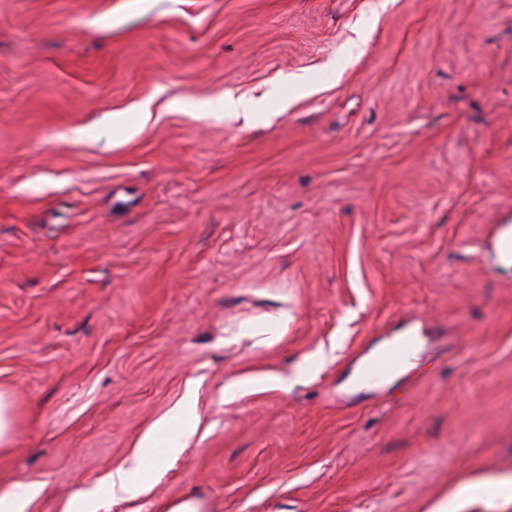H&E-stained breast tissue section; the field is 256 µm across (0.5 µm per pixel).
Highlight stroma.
Instances as JSON below:
<instances>
[{
  "label": "stroma",
  "instance_id": "obj_1",
  "mask_svg": "<svg viewBox=\"0 0 512 512\" xmlns=\"http://www.w3.org/2000/svg\"><path fill=\"white\" fill-rule=\"evenodd\" d=\"M505 224L512 0H0V493L431 512L512 476ZM406 332L434 372L353 387ZM191 379L187 447L112 497ZM16 421L11 400L0 392V447L9 448L14 438ZM484 486L490 496L494 495H512V478L501 476L497 478H488L477 483L469 484L460 488L456 493V498L474 497L478 487Z\"/></svg>",
  "mask_w": 512,
  "mask_h": 512
}]
</instances>
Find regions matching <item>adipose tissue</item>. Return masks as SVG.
Masks as SVG:
<instances>
[{
  "instance_id": "obj_1",
  "label": "adipose tissue",
  "mask_w": 512,
  "mask_h": 512,
  "mask_svg": "<svg viewBox=\"0 0 512 512\" xmlns=\"http://www.w3.org/2000/svg\"><path fill=\"white\" fill-rule=\"evenodd\" d=\"M194 409L193 395H186L178 408H175L171 418L161 419L149 429L141 438V452H138L131 467H120L112 471L110 485L113 491L135 497L142 493L144 488L143 474L151 463L161 462L177 448L182 447L193 433L190 424L181 423L180 418L183 412H190ZM179 420L181 426L173 430L169 427L170 420Z\"/></svg>"
}]
</instances>
